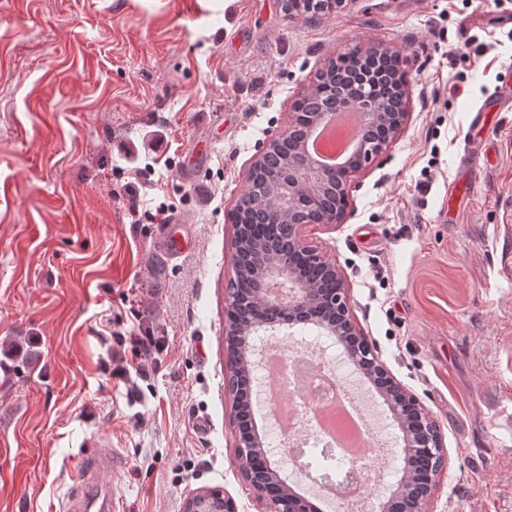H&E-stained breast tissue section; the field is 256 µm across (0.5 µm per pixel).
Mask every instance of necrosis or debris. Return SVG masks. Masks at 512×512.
<instances>
[{"instance_id":"4bbe7bcc","label":"necrosis or debris","mask_w":512,"mask_h":512,"mask_svg":"<svg viewBox=\"0 0 512 512\" xmlns=\"http://www.w3.org/2000/svg\"><path fill=\"white\" fill-rule=\"evenodd\" d=\"M276 381L280 399L292 407L289 421L276 423L285 441L282 463L292 467L306 455L321 456L330 469L325 482L328 496L364 508L373 495L370 477L385 463L388 452L360 397L346 388L333 362L307 352L284 358ZM352 432L364 441L358 458L344 442Z\"/></svg>"}]
</instances>
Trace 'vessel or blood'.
Masks as SVG:
<instances>
[{
	"mask_svg": "<svg viewBox=\"0 0 512 512\" xmlns=\"http://www.w3.org/2000/svg\"><path fill=\"white\" fill-rule=\"evenodd\" d=\"M160 239L167 256L181 253L189 243V235L175 233L172 225L161 228ZM115 462L113 455L98 451L87 452L78 471L76 491L68 500V512H115L117 505L112 498V490L101 485L98 478L111 471Z\"/></svg>",
	"mask_w": 512,
	"mask_h": 512,
	"instance_id": "1",
	"label": "vessel or blood"
}]
</instances>
